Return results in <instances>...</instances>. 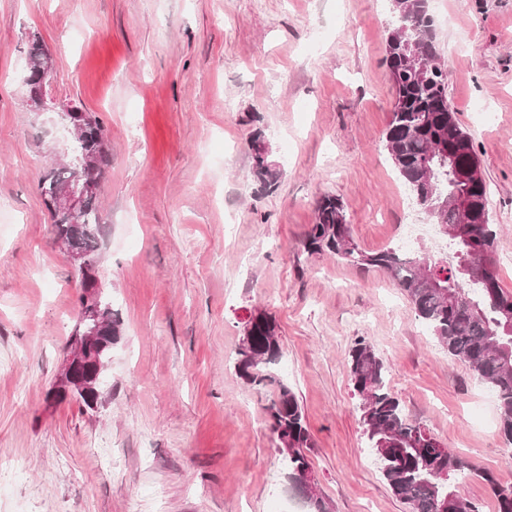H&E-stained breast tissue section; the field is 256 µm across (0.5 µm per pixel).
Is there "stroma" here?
Wrapping results in <instances>:
<instances>
[{
  "instance_id": "stroma-1",
  "label": "stroma",
  "mask_w": 512,
  "mask_h": 512,
  "mask_svg": "<svg viewBox=\"0 0 512 512\" xmlns=\"http://www.w3.org/2000/svg\"><path fill=\"white\" fill-rule=\"evenodd\" d=\"M430 9L512 293V0ZM391 24L389 0H0V457L21 467L0 512H298L264 411L281 382L331 512H410L363 434L347 366L359 339L407 419L474 466L460 494L494 512L481 472L512 485L495 395L387 273L303 248L322 196L368 252L396 247L416 209L384 147ZM35 34L53 58L40 112L23 82ZM75 106L111 156L97 269L121 323L92 409L50 397L81 283L39 182L68 151L58 115ZM256 137L281 172L272 191L252 174ZM258 311L283 347L260 392L236 368Z\"/></svg>"
}]
</instances>
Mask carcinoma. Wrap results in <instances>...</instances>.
I'll use <instances>...</instances> for the list:
<instances>
[{"mask_svg": "<svg viewBox=\"0 0 512 512\" xmlns=\"http://www.w3.org/2000/svg\"><path fill=\"white\" fill-rule=\"evenodd\" d=\"M395 34L386 39V61L396 100L385 136L393 166L417 206L448 240L462 276L448 268V258L409 254L398 248L367 252L360 248L346 223L344 206L333 196L322 197L316 206L315 223L309 226L304 248L311 254L329 253L350 263L376 267L390 274L407 295L415 316L433 333L448 355L464 362L497 396L500 427L512 444V295L504 291L498 275L473 281L468 265L488 258L496 239L489 224L487 185L484 176L474 178L464 168L481 169L471 136L458 124L448 103L447 72L428 34L430 11L423 0H395ZM45 48L34 37L27 50V68L37 69ZM64 124L82 125L70 139L67 159L53 167L41 182V195L50 212L57 237L66 248H78L95 264L102 224L98 198L86 202L79 220L52 207L56 186L72 177L102 182L110 163L104 148L99 120L85 112L63 115ZM95 163L83 167L84 157ZM253 173L268 189L275 187L279 171L269 164L260 147L254 148ZM466 196L474 223L462 234L450 237L457 224L455 210L437 209L439 200ZM428 268H423V265ZM89 277L82 274L78 305L87 310L95 302L108 308L101 296L88 295ZM282 357L277 325L260 312L246 323L238 348L241 378L260 390L275 382L270 369ZM350 381L360 400V420L375 456L379 472L393 493L411 512H480L457 490L459 480L472 472L469 462L446 448L418 423L409 421L399 399L386 385L387 367L371 345L355 342L348 354ZM273 434L288 436V454L281 456L291 489L299 495L305 512H330L322 494L306 497L301 480L311 462L306 449L313 438L299 400L286 384L278 383L276 396L265 406ZM448 475L442 482L438 476ZM480 477L491 488L496 512H512V486L502 485L490 472Z\"/></svg>", "mask_w": 512, "mask_h": 512, "instance_id": "obj_1", "label": "carcinoma"}]
</instances>
